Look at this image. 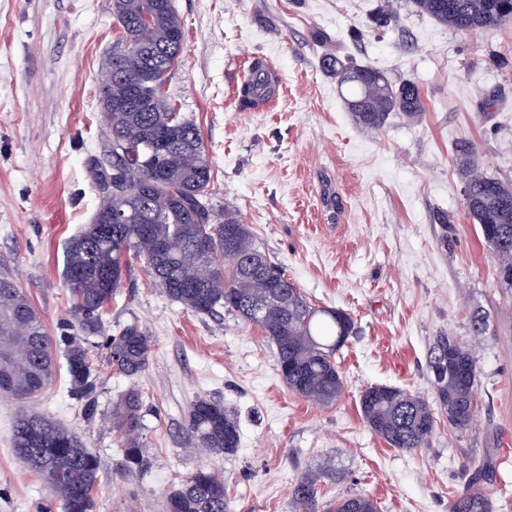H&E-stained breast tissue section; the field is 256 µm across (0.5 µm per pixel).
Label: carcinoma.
Listing matches in <instances>:
<instances>
[{
  "label": "carcinoma",
  "mask_w": 512,
  "mask_h": 512,
  "mask_svg": "<svg viewBox=\"0 0 512 512\" xmlns=\"http://www.w3.org/2000/svg\"><path fill=\"white\" fill-rule=\"evenodd\" d=\"M418 11L454 31L472 33L512 22V0H410ZM121 34L112 57L101 68L100 104L112 137L110 188L91 222L67 246L66 278L72 315L97 328L98 346L106 350L113 371L131 377L144 371L153 342L136 324L112 333L101 328L103 310L111 303L129 271L128 255L145 260L150 276L166 296L199 315L225 309L258 325L275 345L278 370L287 387L319 405H328L343 390L336 351L353 332L349 315L311 306L284 269L270 262L254 240L251 227L236 211L215 217L207 201L211 168L199 128L170 103L164 87L178 64L184 45L181 21L172 0H113ZM323 69L349 90L346 102L362 128L381 129L392 113L417 121L424 111L419 86L410 79L391 81L382 71L348 56L324 54ZM275 92L270 72L253 66L241 87V103L255 106ZM138 97L137 110L112 109L113 102ZM136 151L148 192L134 195L121 181L129 152ZM476 147L462 138L455 145V163L464 183L468 214L497 258V278L512 288V183L479 174ZM128 217L126 224L112 218ZM283 278L280 295L268 297L258 287L253 268ZM70 392L93 411L92 361L85 342L62 336ZM432 386L448 425L471 426L478 367L467 345L450 336L437 339L428 363ZM53 339L26 292L0 276V393L28 400L53 376ZM142 395L128 391L112 407V430L122 438L124 466L142 471L150 466L140 441ZM367 425L388 445L404 451L426 447L436 430L430 403L398 387L375 385L360 397ZM188 433L198 447L230 454L239 443L238 425L224 404L196 400L189 411ZM17 458L41 474L64 512H93L99 461L70 430L36 411L22 414L13 429ZM318 476L306 474L293 488L296 512H315ZM493 482L487 460L468 464L467 483L452 512H493L483 491ZM166 512H230L224 479L197 470L180 488L166 495ZM336 512H377L361 495L336 501Z\"/></svg>",
  "instance_id": "1"
}]
</instances>
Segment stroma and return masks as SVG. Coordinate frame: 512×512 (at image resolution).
<instances>
[{"label":"stroma","mask_w":512,"mask_h":512,"mask_svg":"<svg viewBox=\"0 0 512 512\" xmlns=\"http://www.w3.org/2000/svg\"><path fill=\"white\" fill-rule=\"evenodd\" d=\"M383 0H172L185 49L166 93L200 129L215 211L235 210L268 259L316 308L348 313L355 331L336 352L344 389L321 406L283 382L260 327L220 311L195 314L170 300L143 260L102 315L106 330L137 324L154 346L140 374H114L95 347V410L58 368L33 400L0 395V512H63L13 449L23 409L60 422L99 460L94 512H164L169 491L197 469L224 478L231 512H294L292 492L324 468L319 508L364 495L378 512H451L471 458L490 456L494 512H512V288L465 207L454 146L473 141L484 172L512 180V24L461 33L393 0L395 26L374 28ZM113 0H0V273L12 276L50 336L82 335L69 313L67 241L90 223L110 165L99 72L120 34ZM328 36L314 42V31ZM351 56L390 80L415 81L419 122L390 116L355 124L324 52ZM276 79L266 103L238 90L255 59ZM478 366L477 416L451 429L436 411L428 447H390L364 421L361 394L390 385L434 399L427 368L438 337H469ZM143 397L148 471L121 466L109 419L130 389ZM222 400L239 444L230 455L197 448L192 403Z\"/></svg>","instance_id":"obj_1"}]
</instances>
